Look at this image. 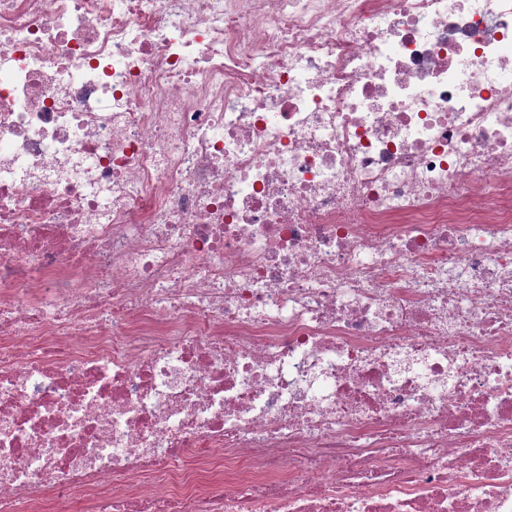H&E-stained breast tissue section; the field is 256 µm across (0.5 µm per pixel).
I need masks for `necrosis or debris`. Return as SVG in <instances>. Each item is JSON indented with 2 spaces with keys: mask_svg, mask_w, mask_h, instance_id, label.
Listing matches in <instances>:
<instances>
[{
  "mask_svg": "<svg viewBox=\"0 0 512 512\" xmlns=\"http://www.w3.org/2000/svg\"><path fill=\"white\" fill-rule=\"evenodd\" d=\"M512 512V0H0V512Z\"/></svg>",
  "mask_w": 512,
  "mask_h": 512,
  "instance_id": "4bbe7bcc",
  "label": "necrosis or debris"
}]
</instances>
